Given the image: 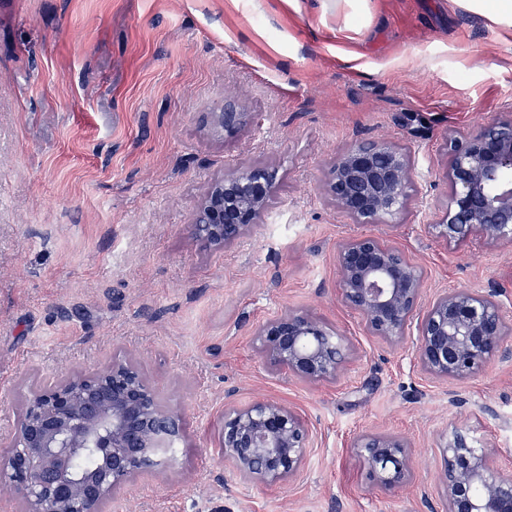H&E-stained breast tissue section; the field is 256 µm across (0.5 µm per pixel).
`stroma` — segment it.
<instances>
[{
  "instance_id": "35a3bbf8",
  "label": "stroma",
  "mask_w": 512,
  "mask_h": 512,
  "mask_svg": "<svg viewBox=\"0 0 512 512\" xmlns=\"http://www.w3.org/2000/svg\"><path fill=\"white\" fill-rule=\"evenodd\" d=\"M249 121L211 122L226 92ZM512 117V25L456 0H0V452L31 386L125 353L185 417L167 470L138 475L112 512H442L454 433L512 471V359L446 385L386 345L339 296L342 241L371 234L424 273L426 296L495 290L512 322V246L447 247L444 144ZM412 155L404 222L357 224L323 192L352 141ZM284 173L264 224L208 253L192 236L210 182L243 164ZM331 323L354 350L336 381L263 366L252 337L281 311ZM273 397L312 431L303 470L246 484L218 443L224 414ZM410 444L414 479L378 487L358 435Z\"/></svg>"
}]
</instances>
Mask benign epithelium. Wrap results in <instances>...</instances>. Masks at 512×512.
Here are the masks:
<instances>
[{
	"mask_svg": "<svg viewBox=\"0 0 512 512\" xmlns=\"http://www.w3.org/2000/svg\"><path fill=\"white\" fill-rule=\"evenodd\" d=\"M246 119L231 99L212 113L226 135ZM445 149L448 201L430 224L437 238L456 246L472 238L512 245V119H493L469 136L450 133ZM280 180L278 169L262 165H242L215 179L193 208V235L214 252L236 244L268 213ZM326 194L357 224L399 225L418 195L414 161L391 140L352 142L332 162ZM336 262L344 305L388 345L415 328L414 360L432 379L465 381L512 356L505 345L512 326L494 292L461 288L425 303L422 270L374 235L343 241ZM254 343L265 366L306 384L336 380L351 356L334 325L297 309L259 325ZM183 434L181 411L164 404L131 362L114 360L28 396L14 444L0 455V482L10 485L25 512H106L112 496L161 466L167 447ZM218 440L234 475L275 486L305 466L311 430L295 408L263 398L226 413ZM353 447L380 488L412 482L406 440L364 433ZM79 451L104 455L102 468L84 481L72 474ZM437 494L445 512H512V474L500 467L496 449L473 448L458 434L442 450Z\"/></svg>",
	"mask_w": 512,
	"mask_h": 512,
	"instance_id": "benign-epithelium-1",
	"label": "benign epithelium"
}]
</instances>
